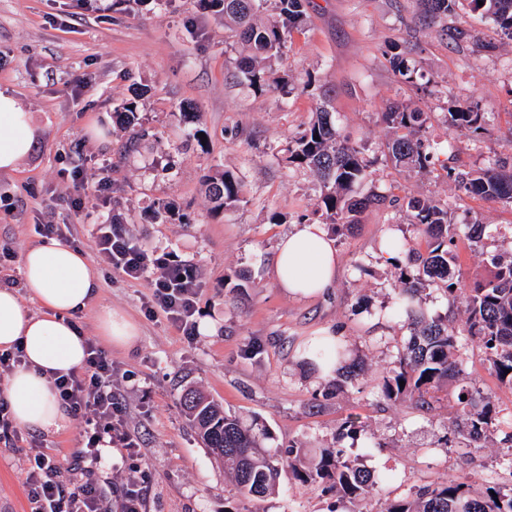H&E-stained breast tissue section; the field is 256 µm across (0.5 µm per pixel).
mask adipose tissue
<instances>
[{
    "instance_id": "1",
    "label": "adipose tissue",
    "mask_w": 512,
    "mask_h": 512,
    "mask_svg": "<svg viewBox=\"0 0 512 512\" xmlns=\"http://www.w3.org/2000/svg\"><path fill=\"white\" fill-rule=\"evenodd\" d=\"M36 127L24 103L0 91V172L16 171L30 155ZM26 296L0 287V350L21 347L23 366L9 376L5 398L15 424L47 434L70 423L54 378L79 369L86 357L85 333L76 320L98 295V273L85 253L54 239L21 257ZM276 283L288 293L314 296L336 278V249L323 225L299 224L280 239L272 262ZM97 332L107 344L132 347L136 325L102 307Z\"/></svg>"
}]
</instances>
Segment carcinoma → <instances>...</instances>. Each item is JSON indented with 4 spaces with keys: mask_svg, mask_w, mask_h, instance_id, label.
Masks as SVG:
<instances>
[{
    "mask_svg": "<svg viewBox=\"0 0 512 512\" xmlns=\"http://www.w3.org/2000/svg\"><path fill=\"white\" fill-rule=\"evenodd\" d=\"M425 18L446 17L463 6L492 21L501 37L512 42V0H421ZM307 0H200L202 9L224 17V25L235 32L246 54L235 59L236 77L248 88L264 93L273 91L286 98L294 86L286 77L271 78L272 67L288 37L303 28ZM390 64L405 83L419 80L430 84L404 49L391 54ZM448 122L474 133L483 129L484 113L472 102H450ZM390 130L389 154L405 168L423 172L435 165L440 155L448 154L451 143L438 142L428 134V113L409 105L397 104L381 113ZM285 161L314 172L320 180V194L314 214L322 224L354 223L355 214L370 207H385L392 219L404 213L417 226L421 241L391 240L389 245L407 251L408 265L400 269L396 305L411 318L413 332L399 355L397 367L383 376L381 393L395 405L418 410L431 408L434 394L445 382L463 373L469 344L484 350L488 369L497 380L512 386V251L490 258L488 276L464 288L451 275L456 262L455 240L464 235L475 248L502 234L475 218L459 226L447 207L430 199L401 200L395 195L370 191L362 196L354 190L369 175L372 161L363 149L336 131L335 115L321 104L306 128L289 138ZM446 177L469 195L482 196L512 208V155L497 156L476 172H458L444 166ZM213 210H229L244 202L242 181L232 173L214 168L207 181ZM443 284L448 303L464 309V328L456 332L448 321L429 317L413 308L419 288L436 282ZM405 385H400V382ZM466 399H461V396ZM189 420L199 431L207 448L224 460L233 474L239 492L246 497L270 493L280 477L283 461L275 450L263 448L258 437L240 419L197 392L182 398ZM457 433L465 447L478 453L488 434L500 424L492 397L483 393L477 382L461 386L451 405ZM288 467L304 486L320 483L323 491L336 494V504L369 497L378 478L364 464L350 458L343 448H322L311 457L304 449L288 450ZM381 512H512V484L488 482L474 491L464 482L443 479L417 490L415 497L387 500Z\"/></svg>",
    "mask_w": 512,
    "mask_h": 512,
    "instance_id": "cac0c4a2",
    "label": "carcinoma"
}]
</instances>
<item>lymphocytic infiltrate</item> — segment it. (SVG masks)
<instances>
[{
  "label": "lymphocytic infiltrate",
  "instance_id": "1",
  "mask_svg": "<svg viewBox=\"0 0 512 512\" xmlns=\"http://www.w3.org/2000/svg\"><path fill=\"white\" fill-rule=\"evenodd\" d=\"M94 238L97 256L108 270L130 283L147 282L148 315H163L184 338H196L198 291L193 267L150 258L122 225L109 221L95 225ZM86 354L83 367L54 380L60 400L79 422L81 446L65 468L41 454L30 459L25 484L31 512H145V477L112 485L95 475L104 443L132 455L140 441L128 428L126 407L112 386L111 357L91 340ZM64 469L72 475L67 484L60 480Z\"/></svg>",
  "mask_w": 512,
  "mask_h": 512
}]
</instances>
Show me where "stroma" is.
Returning <instances> with one entry per match:
<instances>
[{
	"instance_id": "obj_1",
	"label": "stroma",
	"mask_w": 512,
	"mask_h": 512,
	"mask_svg": "<svg viewBox=\"0 0 512 512\" xmlns=\"http://www.w3.org/2000/svg\"><path fill=\"white\" fill-rule=\"evenodd\" d=\"M0 0V89L23 99L35 115L32 153L18 171L0 173V252L10 251L14 278H22V253L40 244L41 224H67L70 243L96 260L92 226L65 205L72 184L62 175L79 165L90 192L89 210L117 217L133 241L155 256L198 268L195 320L188 341L163 316L146 315V284L122 280L98 266V297L78 317L97 339L101 306L125 313L138 326L134 347L109 348L114 380L127 408L128 425L140 438L139 456L104 454L97 477L104 482L147 469V512H329L334 496L282 472L276 491L262 499L241 496L221 461L205 448L180 406L194 388L268 430L262 444L314 453L342 445L351 457L382 477L371 498L344 504L343 512H381L385 500L406 498L442 479H464L474 488L488 480L512 482L511 450L499 436L487 439L478 464L460 445L445 446L454 426L453 385L426 412L380 400L382 378L395 367L410 336L406 315L395 313L398 271L381 252L389 235L415 238L413 226L389 223L383 209L360 214L351 229L333 232L339 269L332 288L315 297H294L276 284L271 259L279 240L302 217L312 216L319 195L316 177L285 164L288 139L329 99L342 137L373 159L365 190L453 204L456 222L477 218L508 230L512 209L458 192L443 170L425 175L395 165L385 147L380 119L393 100L416 104L429 115L435 140L453 145L449 163L474 171L486 156L512 153V44L499 41L489 21L473 12L460 20L475 40L493 51L456 46L417 23L419 0H308L307 24L293 32L274 64L289 76V98L256 93L231 78L235 37L198 0ZM412 48L438 92L428 95L398 83L388 45ZM147 86L139 123L146 135L137 148L115 112L134 88ZM478 100L485 114L481 136L449 127L448 98ZM199 116L203 142L183 147L186 113ZM104 129H86L90 116ZM240 177L245 199L215 213L202 178L215 166ZM109 182L102 195L94 190ZM512 250L499 239L484 253L457 238L456 275L470 286L487 277L491 254ZM316 336H335L357 380L342 389L303 358ZM469 378L491 394L501 419L512 418V389L490 375L485 355L470 346ZM365 433L338 439L348 418ZM78 423L32 441L6 447L0 441V512H30L24 487L31 445L61 462L78 446Z\"/></svg>"
}]
</instances>
